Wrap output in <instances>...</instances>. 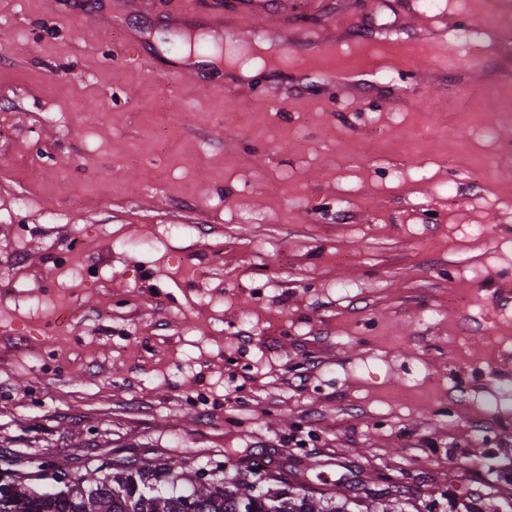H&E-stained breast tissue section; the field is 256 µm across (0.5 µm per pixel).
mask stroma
Segmentation results:
<instances>
[{"instance_id": "obj_1", "label": "stroma", "mask_w": 512, "mask_h": 512, "mask_svg": "<svg viewBox=\"0 0 512 512\" xmlns=\"http://www.w3.org/2000/svg\"><path fill=\"white\" fill-rule=\"evenodd\" d=\"M0 0V467L512 512V52L371 101L167 71L213 0ZM420 0H272L407 31ZM428 85L392 100L394 86ZM402 168L401 180L391 178Z\"/></svg>"}]
</instances>
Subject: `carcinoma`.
Wrapping results in <instances>:
<instances>
[{
    "label": "carcinoma",
    "instance_id": "carcinoma-1",
    "mask_svg": "<svg viewBox=\"0 0 512 512\" xmlns=\"http://www.w3.org/2000/svg\"><path fill=\"white\" fill-rule=\"evenodd\" d=\"M52 480L53 490L38 491L25 477L10 478L11 497L0 501V512H183L188 499L198 512H348L347 502L331 497L272 494L254 483L230 489L217 477L180 491L173 468L162 475L130 460L106 463L74 480L59 469Z\"/></svg>",
    "mask_w": 512,
    "mask_h": 512
}]
</instances>
